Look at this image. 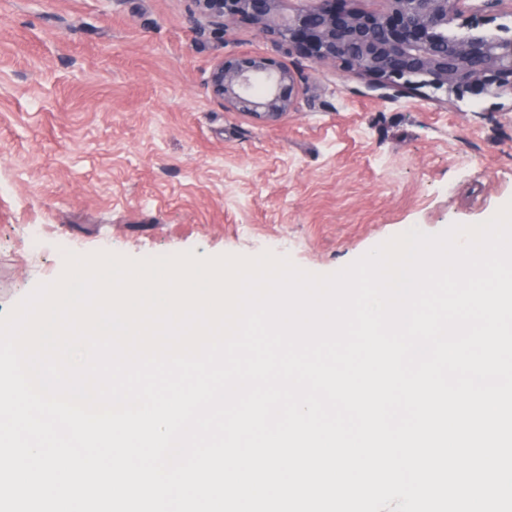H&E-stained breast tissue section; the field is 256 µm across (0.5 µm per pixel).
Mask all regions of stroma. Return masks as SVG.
I'll return each mask as SVG.
<instances>
[{
  "label": "stroma",
  "instance_id": "1",
  "mask_svg": "<svg viewBox=\"0 0 512 512\" xmlns=\"http://www.w3.org/2000/svg\"><path fill=\"white\" fill-rule=\"evenodd\" d=\"M450 33L512 35V9ZM192 0H0V316L55 281L60 248L142 259L269 251L335 273L416 227L512 201V96L377 88L254 27H200ZM299 79L267 121L211 92L218 60ZM43 227L39 242L25 228Z\"/></svg>",
  "mask_w": 512,
  "mask_h": 512
}]
</instances>
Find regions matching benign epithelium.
I'll return each instance as SVG.
<instances>
[{
	"instance_id": "benign-epithelium-1",
	"label": "benign epithelium",
	"mask_w": 512,
	"mask_h": 512,
	"mask_svg": "<svg viewBox=\"0 0 512 512\" xmlns=\"http://www.w3.org/2000/svg\"><path fill=\"white\" fill-rule=\"evenodd\" d=\"M197 20L211 26L246 23L285 52L338 61L380 85L412 86L423 77L449 93H512V37L448 38V24L467 0H384L379 12L355 0H312L287 19L285 0H192ZM212 93L238 112L275 119L292 107L295 74L265 56H230L211 70Z\"/></svg>"
}]
</instances>
